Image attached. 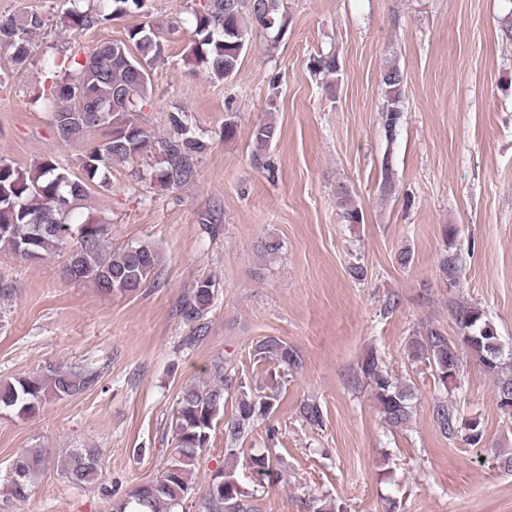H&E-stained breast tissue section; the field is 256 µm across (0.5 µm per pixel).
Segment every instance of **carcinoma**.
<instances>
[{"label":"carcinoma","mask_w":512,"mask_h":512,"mask_svg":"<svg viewBox=\"0 0 512 512\" xmlns=\"http://www.w3.org/2000/svg\"><path fill=\"white\" fill-rule=\"evenodd\" d=\"M110 16H121L144 8L142 0H111ZM282 0H206L204 9L193 12L194 35L191 54L217 80L233 75L249 46L251 24L266 29L279 25ZM73 32L92 29L104 20L102 11L83 9L73 0L67 12ZM46 25L44 16L27 12L18 17L0 18V53L14 68L23 67L32 52L35 34ZM165 34L145 22L129 29L126 38L100 43L77 65L75 78L53 87L56 107L51 110L55 136L64 141L80 139L91 130H107L106 139L87 148L77 159L80 174L50 158L39 163L33 172H24L0 159V249L26 260H44L56 252H69L62 273L74 283L89 284L104 295L114 292L133 294L154 278L161 262L159 251L149 242L140 241L112 249L109 225L104 222H71V213L88 196V183L99 179L108 185L106 172L112 163L127 162L151 151L152 141L132 114L150 106V73L166 54ZM312 67L334 76L340 66L336 56L313 59ZM386 104L384 128L395 135L402 118V86L404 73L396 65L384 67L380 75ZM170 123L174 134L161 143V160L155 171L156 180L166 186L181 187L193 180L195 159L206 144L195 137L176 115ZM279 136L273 116L256 124L252 130V161L264 166L267 149ZM338 203L348 224L363 223V215L354 204L348 188L338 187ZM256 252L273 257L279 253V240L267 236L254 245ZM442 279L454 283L460 272V258L452 247L445 246L438 261ZM217 295L215 279L205 276L196 280L184 296L179 315L192 327L191 335L181 346L192 347L204 339V323ZM458 328L455 337L436 327L410 337L406 357L411 364L427 367L443 389L450 393L460 389L463 356L478 361L485 374L496 383V404L503 415L512 418V348L496 347L501 341L498 330L483 310L476 306L457 305L451 309ZM254 358L268 362L264 386H252L228 372L224 360H214L205 371L207 381L185 384L176 405L163 425V434L171 438V455L162 473L153 480L135 486L114 505L116 512H177L192 495L199 496V512H253L246 501L247 492L239 485L235 467L215 471L204 493H198L191 472L197 459L208 447L217 420L224 419L225 452L236 462L244 453L241 445L254 428L266 424V435L272 441L279 429L268 423L277 400L281 374L303 367L299 353L275 336L258 340ZM370 386L384 422L391 428L405 426L413 413L416 388L389 376L380 365L379 356L371 352L360 367ZM100 373L94 366H58L46 375L18 377L0 384V410L20 417L36 415L47 398L72 397L98 382ZM234 396L235 409L224 416L229 396ZM299 418L311 426L323 425L321 406L304 401L298 408ZM432 417L439 432L459 438L472 448L486 445L483 421L464 418L446 401L432 407ZM99 450L74 448L61 460L65 478L75 485L92 484L99 477ZM46 449L25 448L13 460L7 487L15 500L26 498L35 477L44 469ZM279 455H250L246 467L260 484L274 485L282 478Z\"/></svg>","instance_id":"cac0c4a2"}]
</instances>
